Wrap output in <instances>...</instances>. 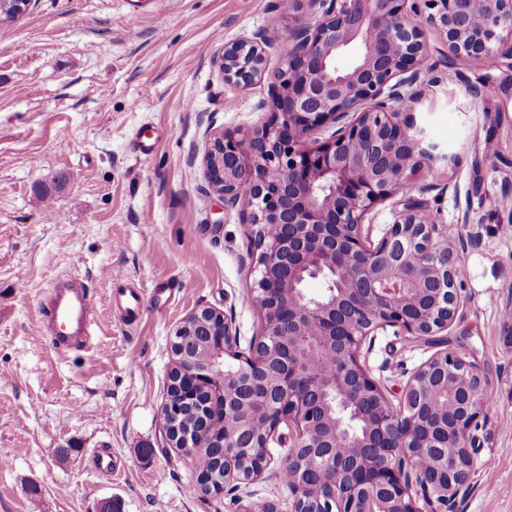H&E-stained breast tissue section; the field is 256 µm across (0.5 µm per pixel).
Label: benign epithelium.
Returning a JSON list of instances; mask_svg holds the SVG:
<instances>
[{
    "label": "benign epithelium",
    "mask_w": 512,
    "mask_h": 512,
    "mask_svg": "<svg viewBox=\"0 0 512 512\" xmlns=\"http://www.w3.org/2000/svg\"><path fill=\"white\" fill-rule=\"evenodd\" d=\"M423 2L422 13L409 0H289L214 58L225 82H260L269 30L293 19L269 119L218 137L204 158L212 192L247 206L262 336L245 354L232 324L204 307L171 340L164 441L192 455L222 450L224 475L205 482L207 495L260 477L282 423L292 431L282 467L291 512H455L471 477L473 430L486 408L476 367L435 353L396 409L363 356L366 341L390 328L434 341L460 307L458 252L413 195L416 173L445 155L401 108L423 95L424 28L471 69L512 56V0ZM305 5L310 18L300 16ZM327 125L338 129L309 145ZM389 199L391 221L369 245L363 225ZM310 279L323 281L320 294L306 292ZM448 393L453 403H441Z\"/></svg>",
    "instance_id": "1"
}]
</instances>
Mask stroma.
I'll return each mask as SVG.
<instances>
[{
	"label": "stroma",
	"mask_w": 512,
	"mask_h": 512,
	"mask_svg": "<svg viewBox=\"0 0 512 512\" xmlns=\"http://www.w3.org/2000/svg\"><path fill=\"white\" fill-rule=\"evenodd\" d=\"M35 0L0 25V512H290L271 444L256 481L218 496L192 493L197 460L162 445L161 407L174 330L211 307L231 320L241 351L259 337L249 299L259 250L242 206L207 191L203 155L219 133L268 118V84H228L214 65L225 41L264 26L277 0ZM432 81L406 103L444 158L418 178V198L447 227L468 267L446 348L476 363L488 407L474 431V474L456 512H512V58H500L475 109L476 73L448 59L428 31ZM158 135L140 153L138 131ZM493 143L494 160L484 147ZM460 154L458 164L447 161ZM172 290L129 324L112 273ZM89 278L97 336L88 351H54L34 333L43 293ZM436 346L381 333L367 366L392 403ZM111 449L121 470L92 467ZM149 457H142L144 448Z\"/></svg>",
	"instance_id": "35a3bbf8"
}]
</instances>
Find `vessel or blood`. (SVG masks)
I'll return each mask as SVG.
<instances>
[{"label": "vessel or blood", "mask_w": 512, "mask_h": 512, "mask_svg": "<svg viewBox=\"0 0 512 512\" xmlns=\"http://www.w3.org/2000/svg\"><path fill=\"white\" fill-rule=\"evenodd\" d=\"M123 274L112 276L119 284L117 302L126 322L138 319L144 304L142 289L123 287ZM93 304L81 284H63L53 288L41 301L36 324L37 334L48 333L55 347L86 344L93 325Z\"/></svg>", "instance_id": "1"}]
</instances>
